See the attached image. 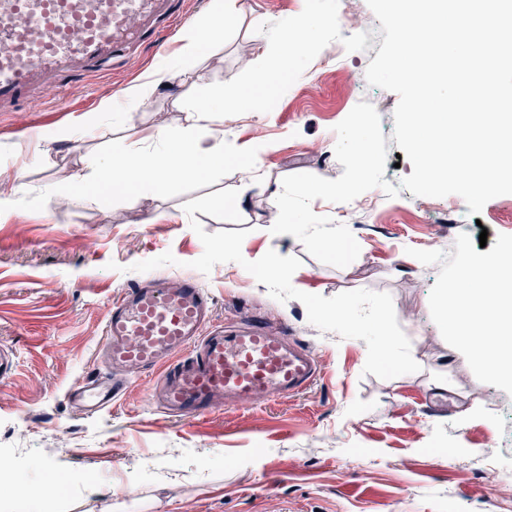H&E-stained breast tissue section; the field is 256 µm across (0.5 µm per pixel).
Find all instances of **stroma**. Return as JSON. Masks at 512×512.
I'll use <instances>...</instances> for the list:
<instances>
[{
  "label": "stroma",
  "instance_id": "1",
  "mask_svg": "<svg viewBox=\"0 0 512 512\" xmlns=\"http://www.w3.org/2000/svg\"><path fill=\"white\" fill-rule=\"evenodd\" d=\"M241 2L239 26L197 61L207 85L228 98L247 88L248 63L264 48L254 31L275 34L308 7L307 0ZM335 10L336 21L321 29L297 72L269 93L264 112L225 113L224 134L235 148L268 145L255 170L223 162L204 180L174 176L134 208L110 194L96 203L65 195L49 206L43 193L70 170L131 145L133 130L187 125L180 102L199 91L190 79L162 82L129 111L98 110L102 99L149 79L159 57L179 48L178 32L74 93L50 92L20 111L0 112V168H23L27 186L21 195L0 182V197L11 201L0 209V346L15 362L0 383V460L13 470L0 483V501L15 499L25 484L41 500L56 499V512H512V396L478 381L444 341L429 309L440 268L407 254L453 251L460 223L471 238L483 234L495 244L498 235L512 234V195L488 201L476 216L458 195L417 197L405 189L390 198L374 188L346 206L315 200L313 211L346 225L361 247L344 268L320 262L291 235L267 231L277 221L268 194L285 176L343 173L334 128L359 102L380 116L385 181L399 186L413 171L392 137L397 94L366 83L383 41L381 23L367 0ZM79 116L90 128L75 139L44 155L29 144L31 134L54 136ZM227 188L247 189L249 201L239 206L237 222L199 214L207 233L243 230L250 254L272 250L300 259L292 284L306 293H389L419 371L387 380L365 373V341L319 330L301 301L274 300L238 263L207 274L192 269L203 245L183 205ZM167 252L175 264L133 271ZM157 274L190 277L208 289L214 323L261 316L310 346L321 364L314 385L267 406L180 420L152 407L154 376L146 373L111 409L73 411L65 393L98 370L112 297ZM473 407L488 410L489 419L463 421ZM56 472H93L100 483L95 493L79 489L60 498L50 479Z\"/></svg>",
  "mask_w": 512,
  "mask_h": 512
}]
</instances>
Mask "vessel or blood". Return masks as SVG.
Listing matches in <instances>:
<instances>
[{"label": "vessel or blood", "instance_id": "obj_1", "mask_svg": "<svg viewBox=\"0 0 512 512\" xmlns=\"http://www.w3.org/2000/svg\"><path fill=\"white\" fill-rule=\"evenodd\" d=\"M184 0H0V112L106 71L157 45L184 19ZM195 279L156 278L113 298L99 343L101 373L71 388L77 409H109L126 382L155 373L153 398L190 420L226 407L291 398L319 375L312 348L255 320L212 324Z\"/></svg>", "mask_w": 512, "mask_h": 512}]
</instances>
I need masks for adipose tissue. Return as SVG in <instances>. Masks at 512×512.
I'll list each match as a JSON object with an SVG mask.
<instances>
[{"label": "adipose tissue", "instance_id": "ef3b65f1", "mask_svg": "<svg viewBox=\"0 0 512 512\" xmlns=\"http://www.w3.org/2000/svg\"><path fill=\"white\" fill-rule=\"evenodd\" d=\"M241 12L239 0H211L208 17L180 35L177 53L160 57L156 78L127 86L120 93L121 100L130 106L143 104L154 93L158 77L173 80L194 75L202 44L223 41L225 32L238 26ZM330 20V15L316 10L289 19L267 50L250 61L252 91L238 96L239 110L264 111V91L276 87L293 70L307 52L311 37ZM183 107L192 119L189 127L177 134L156 129L143 136V148L123 147L105 154L92 173L79 169L72 172L65 184L66 192L97 201L110 191L135 206L160 192L173 175L205 179L215 163L237 158L246 168H255L259 153L238 156L224 140L223 91L203 88L198 98L184 100Z\"/></svg>", "mask_w": 512, "mask_h": 512}]
</instances>
